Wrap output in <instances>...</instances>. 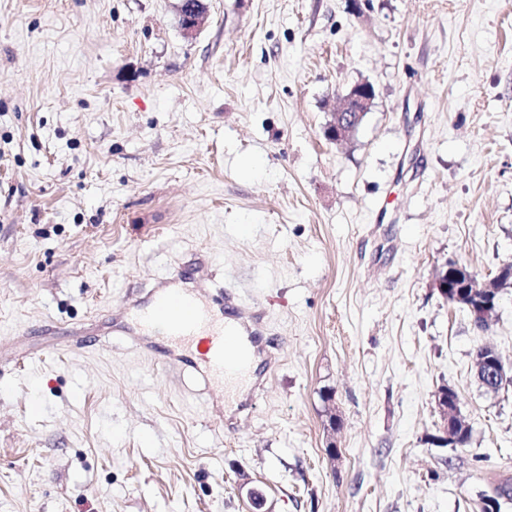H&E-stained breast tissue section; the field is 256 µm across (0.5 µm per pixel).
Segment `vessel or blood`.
<instances>
[{"label": "vessel or blood", "mask_w": 512, "mask_h": 512, "mask_svg": "<svg viewBox=\"0 0 512 512\" xmlns=\"http://www.w3.org/2000/svg\"><path fill=\"white\" fill-rule=\"evenodd\" d=\"M210 262L208 255H197L194 269L200 277L196 288L171 287L162 280L141 297L134 336L135 345L143 353L156 355L157 361L172 374L193 369L200 376L209 398L223 394L229 374L248 368V354L234 332L225 330L224 317H247L238 305V296L227 289L207 286L201 274ZM165 320L168 333L163 341L168 349L157 355L155 347L142 337L157 320Z\"/></svg>", "instance_id": "b4317fda"}]
</instances>
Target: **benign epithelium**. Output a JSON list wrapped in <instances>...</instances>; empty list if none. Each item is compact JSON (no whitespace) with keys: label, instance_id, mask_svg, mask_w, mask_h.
I'll return each instance as SVG.
<instances>
[{"label":"benign epithelium","instance_id":"obj_1","mask_svg":"<svg viewBox=\"0 0 512 512\" xmlns=\"http://www.w3.org/2000/svg\"><path fill=\"white\" fill-rule=\"evenodd\" d=\"M204 12L198 10L195 4L191 3L183 8L180 13V25L187 37H194L201 29ZM374 97V89L368 83H358L352 86L349 92L343 96L339 106L333 113V121L327 129V138L338 144L349 140L354 131L359 117L368 110L369 104ZM512 276V265L503 264L492 276H481L468 270L454 260L448 261V266L443 275L439 276L436 287L445 297H453V302L467 308L474 318V321L481 324L492 318L496 308L498 293L496 285L504 277ZM462 281L460 290L450 294V289L444 288L449 279ZM488 383L499 386V383H507L512 379V374L505 368L498 357H493L488 363L477 366ZM435 405L443 421L444 442H455L456 434L467 427L466 422L458 413L457 405L448 400V387L443 386L435 393Z\"/></svg>","mask_w":512,"mask_h":512}]
</instances>
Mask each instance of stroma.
<instances>
[{"label":"stroma","mask_w":512,"mask_h":512,"mask_svg":"<svg viewBox=\"0 0 512 512\" xmlns=\"http://www.w3.org/2000/svg\"><path fill=\"white\" fill-rule=\"evenodd\" d=\"M204 3L0 0V512H480L512 285L480 327L435 281L512 260V0ZM199 253L266 339L211 408L112 329ZM204 12L195 7L194 2L183 8L180 13V25L185 36L194 37L201 29ZM374 97V89L369 83H358L352 86L343 96L339 106L333 113V121L327 129V138L336 144L349 140L359 117L367 112ZM484 365L479 364L477 366V370L482 374L484 380H486L489 384L500 387V382L503 384L509 382L512 379V369H506L502 360L498 358V356H494L491 361L488 363L483 362ZM448 389L451 388L443 386L435 393V405L443 421L445 436L442 437V442H452L455 445L457 432L467 428V424L458 413L457 402L454 401L453 405V401L448 400Z\"/></svg>","instance_id":"obj_1"}]
</instances>
